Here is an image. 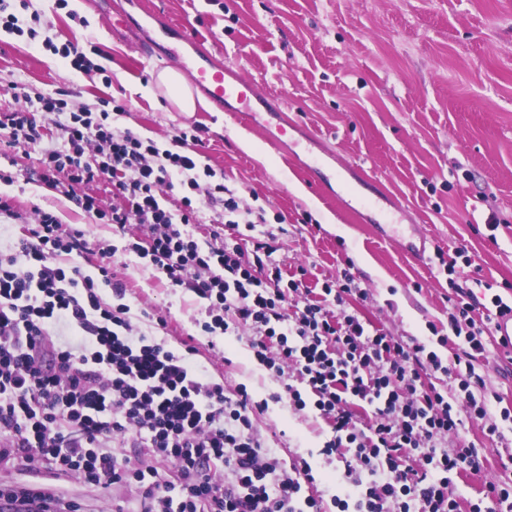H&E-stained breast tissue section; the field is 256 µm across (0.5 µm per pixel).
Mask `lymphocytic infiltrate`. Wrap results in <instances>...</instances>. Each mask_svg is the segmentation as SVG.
<instances>
[{
	"instance_id": "f902f5d3",
	"label": "lymphocytic infiltrate",
	"mask_w": 512,
	"mask_h": 512,
	"mask_svg": "<svg viewBox=\"0 0 512 512\" xmlns=\"http://www.w3.org/2000/svg\"><path fill=\"white\" fill-rule=\"evenodd\" d=\"M61 131L47 149L39 181L72 199L88 216L124 230L142 228L145 242L129 251L149 260L168 287L192 292L206 304L208 335L246 327L250 346L271 370L292 407H313L330 427L325 454L350 459L343 479L355 484V503L337 499L338 512H460L454 478L481 472V448L447 451L465 419L482 421L489 437L503 438L512 411H490L492 392L480 364L485 335L511 309L492 295L483 316L470 289L449 279L454 311L448 329L457 342L441 358L425 345L384 332L369 333L358 316L335 313L348 285H324L323 299L292 308L288 295L299 279H284L273 258V236L254 234L250 252L211 240L199 243V195L221 207L224 221L256 228L240 208L235 188L199 167L193 143L180 133L169 148L119 130L125 104L107 98L100 110L77 105L60 87L34 96ZM114 180L120 198L104 208L75 186ZM187 189L178 211L164 208L163 189ZM83 230L62 228L43 211L9 252H0V466L22 461L47 467L100 489L133 488L144 512H322L319 499L301 497L309 466L284 468L254 428L266 405L245 386L225 388L195 364L196 346L134 335L123 282L109 266L97 276L68 266L90 253ZM111 288L116 303L103 300ZM453 379L448 390L432 376ZM365 403L370 411L358 416ZM145 449L134 462L117 455L116 440Z\"/></svg>"
}]
</instances>
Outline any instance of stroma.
I'll use <instances>...</instances> for the list:
<instances>
[{
    "label": "stroma",
    "mask_w": 512,
    "mask_h": 512,
    "mask_svg": "<svg viewBox=\"0 0 512 512\" xmlns=\"http://www.w3.org/2000/svg\"><path fill=\"white\" fill-rule=\"evenodd\" d=\"M148 9L192 31L216 60L253 81L264 94L283 101L286 133L244 127L232 113L210 107L179 111L153 75L167 69L164 54L146 61L108 30L89 0H28L19 10L20 32L0 29V109L25 107L19 92L58 87L75 101L95 107L100 98L126 103L118 121L158 144L200 127L198 161L222 172L251 210L263 211L265 229L278 242L274 254L287 275L303 274L313 298L325 282L350 277L364 296H346L344 307L368 328L414 339L448 357V274L442 258L466 247L481 267L457 263L458 282L484 296L493 288L512 300V0H144ZM36 27L55 44L98 49L102 72L85 74L35 46L25 35ZM320 139L309 152H296L299 130ZM40 147L0 149V198L11 214H0V249H6L35 220L36 210L79 226L88 240L117 246L109 263L127 285L124 298L139 332L152 334L153 313L168 318L170 343L193 338L196 360L227 388L245 385L268 408L255 426L272 453L290 465L307 461L314 483L303 494L336 512L335 498L347 485L337 475L343 460L325 455L330 428L313 409L302 411L279 399L280 384L257 361L248 333L209 337L201 329L203 303L193 293L171 289L161 273L126 251L127 235L86 216L72 201L41 184ZM331 161L337 183L320 190L304 172L314 160ZM355 165L377 179L400 203L389 222L413 224L426 239V257L406 258L397 241L379 237L350 202L360 191L344 186V166ZM497 220V232L488 223ZM496 241H489V234ZM488 390L512 409V363L496 341L483 361ZM486 449L481 473H461L455 493L462 512L484 497L487 483L512 485V433L489 440L480 423L466 422L453 447ZM47 486L77 499L84 512L138 504L121 487L98 491L59 477L49 469L10 468L0 493L11 487Z\"/></svg>",
    "instance_id": "1"
}]
</instances>
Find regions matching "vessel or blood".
<instances>
[{
  "label": "vessel or blood",
  "mask_w": 512,
  "mask_h": 512,
  "mask_svg": "<svg viewBox=\"0 0 512 512\" xmlns=\"http://www.w3.org/2000/svg\"><path fill=\"white\" fill-rule=\"evenodd\" d=\"M126 37L127 47L143 58L167 52L170 64L181 74H188L192 84L218 110L230 112L246 126L263 125L265 118H281L279 98L259 93L253 83L231 72L205 51L188 26L172 24L164 15L143 10L141 17L121 13L116 22ZM153 36H145V28Z\"/></svg>",
  "instance_id": "1"
}]
</instances>
